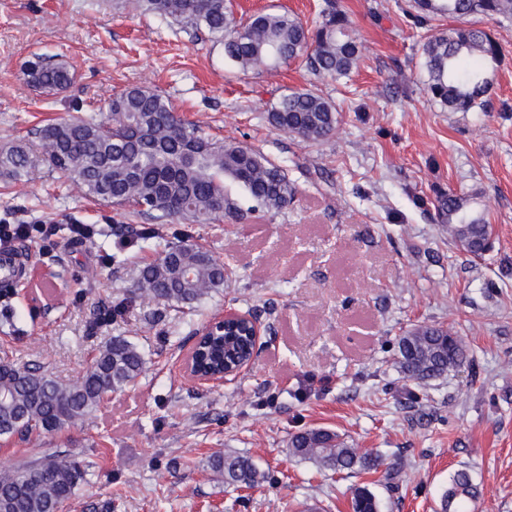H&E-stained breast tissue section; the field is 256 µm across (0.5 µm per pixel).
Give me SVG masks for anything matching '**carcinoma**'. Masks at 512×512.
<instances>
[{
	"label": "carcinoma",
	"mask_w": 512,
	"mask_h": 512,
	"mask_svg": "<svg viewBox=\"0 0 512 512\" xmlns=\"http://www.w3.org/2000/svg\"><path fill=\"white\" fill-rule=\"evenodd\" d=\"M144 15L171 19L185 28L205 27L224 43V57L241 70H273L302 58L319 76H348L360 58L345 11L333 0L322 19L309 29L295 14L261 11L236 18L229 0H133ZM419 27L437 18L458 21L481 16L512 19V0H412ZM427 93L442 107L467 112L484 103L493 87L500 51L491 36L472 25L441 29L423 44ZM26 84L46 92L67 89L73 74L63 62L40 55L22 69ZM74 114L37 130L38 151L20 140L0 148V177L22 182L39 165L62 173L85 196L117 206H131L157 224L178 223L176 241L138 274L131 295L145 296L173 310L193 308L223 291L224 270L193 242L197 224L244 217L239 201L226 188L229 178L253 205L251 211H279L293 199L295 187L285 171L259 149L233 141H216L178 116L172 102L148 87H130L112 97L108 116ZM271 124L304 142H318L336 130L335 105L314 89L280 96L269 113ZM440 216L448 235L477 255L492 234L475 209L474 197L450 193L441 199ZM245 327L234 336H215L199 352L205 372L221 373L251 356ZM398 365L420 387L461 367L467 359L461 339L448 328L417 325L399 338ZM139 346L119 333L99 350L81 378L62 383L40 367L19 368L0 357V439L26 440L73 427L89 417L110 394L133 384L142 374ZM288 455L312 463L333 476L378 471L385 465L377 452L363 451L338 433L310 428L288 441ZM206 466L224 477V485L255 488L277 482L252 459L237 452L208 456ZM86 470L61 452L25 463L0 475V512H62L85 480ZM479 496L465 470L457 471L441 497L442 512H467ZM352 512H380L367 488L355 489Z\"/></svg>",
	"instance_id": "carcinoma-1"
}]
</instances>
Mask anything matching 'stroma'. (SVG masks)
Returning a JSON list of instances; mask_svg holds the SVG:
<instances>
[{
    "label": "stroma",
    "mask_w": 512,
    "mask_h": 512,
    "mask_svg": "<svg viewBox=\"0 0 512 512\" xmlns=\"http://www.w3.org/2000/svg\"><path fill=\"white\" fill-rule=\"evenodd\" d=\"M360 61L337 81L293 63L241 71L207 30L117 11L112 0H0V147L66 117L73 101L106 112L113 95L148 86L204 135L260 149L297 194L287 208L241 223L198 224L194 239L226 269L224 292L177 314L130 297L159 240L121 252L146 217L86 198L61 174L38 167L28 181L0 179V219L101 224L95 242L22 241L56 273L55 293L27 284L0 318V356L44 366L71 383L98 348L122 331L145 352L134 384L112 393L91 419L30 440H0V474L50 450L87 467L63 512H350L369 488L381 512H441L450 476L467 470L480 490L469 512H512V19L471 23L501 48L492 91L467 112L441 108L425 91L424 29L409 0H337ZM324 0H234L236 17L288 10L308 27ZM45 54L75 74L69 89L27 85L23 63ZM317 86L336 106V132L319 144L275 128L281 95ZM478 194L492 227L479 256L448 235L441 194ZM118 253L98 264L96 254ZM125 302L119 327L95 317ZM253 312L267 328L250 371L197 385L183 351L212 317ZM417 324L452 329L471 360L422 388L397 367V341ZM312 427L382 453L397 469L324 476L288 455L291 435ZM252 457L278 481L232 488L202 464L215 451Z\"/></svg>",
    "instance_id": "1"
}]
</instances>
